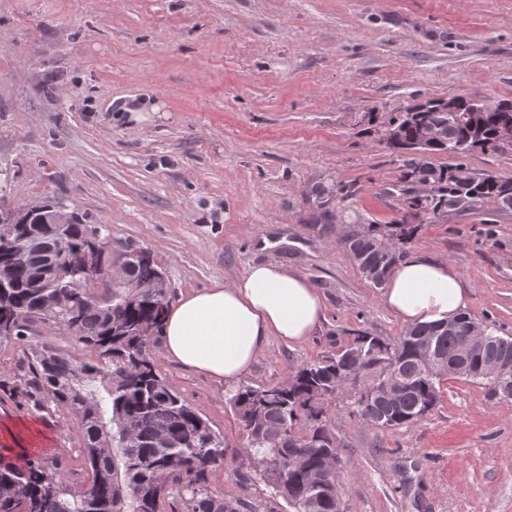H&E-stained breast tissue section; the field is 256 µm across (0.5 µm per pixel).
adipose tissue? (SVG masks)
Listing matches in <instances>:
<instances>
[{
    "label": "adipose tissue",
    "instance_id": "obj_1",
    "mask_svg": "<svg viewBox=\"0 0 512 512\" xmlns=\"http://www.w3.org/2000/svg\"><path fill=\"white\" fill-rule=\"evenodd\" d=\"M382 304L404 325L453 321L472 290L446 259L412 254L390 272ZM323 298L314 284L276 261L252 264L229 282L191 289L171 305L160 329L165 357L227 385L247 374L270 339L306 340L319 326Z\"/></svg>",
    "mask_w": 512,
    "mask_h": 512
}]
</instances>
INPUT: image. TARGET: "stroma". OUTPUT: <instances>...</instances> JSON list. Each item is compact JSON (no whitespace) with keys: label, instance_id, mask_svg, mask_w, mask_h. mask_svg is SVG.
Here are the masks:
<instances>
[{"label":"stroma","instance_id":"obj_1","mask_svg":"<svg viewBox=\"0 0 512 512\" xmlns=\"http://www.w3.org/2000/svg\"><path fill=\"white\" fill-rule=\"evenodd\" d=\"M512 99V0H0V208L63 202L103 224L111 262L147 248L170 299L266 260L319 289L325 317L304 342L271 340L243 381L262 386L368 334L405 325L346 250L365 224H399L424 188L401 180L385 129L408 105ZM158 104L162 117L130 120ZM512 178V147L431 153ZM405 253L445 257L472 286L470 316L512 336V209L420 214ZM150 352L167 385L224 442L210 490L240 512H292L248 456L227 385ZM42 350L81 359L51 322L0 344V428L36 423L32 448L70 494L92 479L76 415L39 390ZM368 378L325 401L342 512H512V400L446 377L422 420L382 429L356 416Z\"/></svg>","mask_w":512,"mask_h":512}]
</instances>
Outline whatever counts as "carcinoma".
Returning a JSON list of instances; mask_svg holds the SVG:
<instances>
[{"label": "carcinoma", "instance_id": "obj_1", "mask_svg": "<svg viewBox=\"0 0 512 512\" xmlns=\"http://www.w3.org/2000/svg\"><path fill=\"white\" fill-rule=\"evenodd\" d=\"M408 107L393 119L401 140L390 144L412 154L416 121ZM512 101L503 100L482 116L487 148L507 145L500 135ZM466 113L434 111L424 119L445 126L443 140L429 152L458 154V145L471 136ZM401 181L418 174L438 184L436 193L415 197L411 206L434 212L471 208L493 202L512 208V179L474 174L462 167L442 169L430 163L417 170L403 160ZM18 211L17 223L0 225V342L24 335L34 318L51 320L90 351L89 359L42 352L31 364L39 386L53 402L75 414L84 442L92 482L78 496L64 497L61 481L42 464L0 452V512H159L169 484L178 486L189 512H236L224 493L206 486L209 470L224 459V443L156 370L148 350L149 334L158 330L169 308V289L151 253L129 247L123 281L107 287V298L93 299V272L77 263L86 253L97 266H107L109 230L78 218L59 227L47 222L50 207ZM413 234L405 223L390 231L369 224L344 239L358 269L376 274L369 282L382 287L402 257L396 242ZM65 294L71 303L47 306L50 297ZM471 316L453 321L452 335L435 326H416L391 344L360 334L331 356L308 362L283 381L254 387L241 384L228 398L247 432V452L267 462L275 495L293 512H341L342 484L328 478V461L337 456L323 424L326 415L319 394L336 388V379L356 380L379 371L358 401L356 415L374 426L392 429L415 423L434 409L441 398V381L457 376L489 386L495 394L497 378L486 372L483 351L465 353L460 340L468 335ZM429 337L432 362L414 353L411 342ZM395 367L400 384L394 401L380 386ZM309 423L307 429L300 422Z\"/></svg>", "mask_w": 512, "mask_h": 512}]
</instances>
